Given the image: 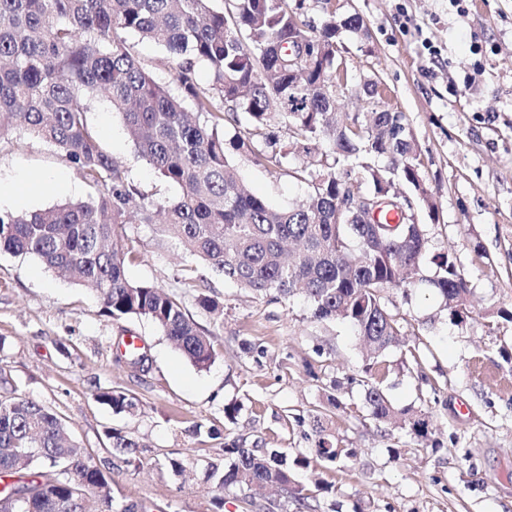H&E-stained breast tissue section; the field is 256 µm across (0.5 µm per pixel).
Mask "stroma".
<instances>
[{
  "label": "stroma",
  "mask_w": 512,
  "mask_h": 512,
  "mask_svg": "<svg viewBox=\"0 0 512 512\" xmlns=\"http://www.w3.org/2000/svg\"><path fill=\"white\" fill-rule=\"evenodd\" d=\"M359 14L364 36L337 39L350 82L338 111H367L360 86L380 81L389 104L409 122L436 218L418 210L429 255L453 252L472 293L463 322L427 287L387 290L401 316V343L374 367L388 398L425 416L431 435L370 418L364 406V350L352 327L310 319L306 299L275 302L199 269L183 284L175 247L157 248L149 226L127 225L134 259L128 277L186 293L188 313L211 335L216 359L199 370L150 322L103 314L93 295L47 270L32 255L0 252V375L19 393L53 408L70 438L112 478L117 501L144 512H214L212 463L224 446L316 445L324 425L353 458L332 465L311 458L295 472L315 512H512V0H338ZM103 147L128 169L148 200L175 199L138 158L119 114L94 97L88 114ZM268 134L289 146L288 166L270 170L237 153L243 184L272 206L306 198L307 183L289 174L322 144L291 145L287 128ZM0 210L24 213L85 198L86 187L54 146L21 129L0 143ZM217 297L213 317L195 301ZM142 338L144 366L117 360L119 336ZM118 389L139 401L136 415L114 414L96 399ZM335 396L338 407L328 404ZM235 405V419L224 408ZM117 429L143 442L140 467L108 446ZM181 461L175 473L167 458ZM323 490H315V482Z\"/></svg>",
  "instance_id": "obj_1"
}]
</instances>
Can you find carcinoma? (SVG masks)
<instances>
[{
  "label": "carcinoma",
  "mask_w": 512,
  "mask_h": 512,
  "mask_svg": "<svg viewBox=\"0 0 512 512\" xmlns=\"http://www.w3.org/2000/svg\"><path fill=\"white\" fill-rule=\"evenodd\" d=\"M296 20L288 0H224L220 7L214 0H0V140L20 127L56 146L88 189L80 201L0 212V251L34 255L47 269L74 276L116 321L151 322L199 370L214 362L211 336L187 313L183 293L128 278V224L152 226L159 240L249 292L277 300L304 294L314 320L352 325L376 358L401 335L387 289L405 293L426 284L463 322L470 289L453 255L435 256V273L421 277L425 225L377 224L340 210L367 182L365 196L398 211L389 202L397 175L435 210L406 115L385 104L350 123L324 95L336 82V36L364 33L363 19L333 15L321 30L307 29L324 54L299 86L288 75ZM127 34L164 47L159 63H176L192 110L129 52ZM200 63L213 73L206 87L193 79ZM98 94L121 116L138 155L180 189L177 199L145 202L104 151L88 121ZM226 105L238 126L233 145L250 144L252 160L268 168H282L288 149L268 136L258 145L252 140L276 114L294 140L328 141L315 166L291 171L311 186L307 199L277 209L243 188L226 151ZM96 399L116 414L136 409L135 397L122 390ZM364 400L371 419L398 421L426 437V422L393 406L379 385L367 387ZM107 437L129 461H140L139 441L116 429ZM314 451L330 464L354 456L325 435ZM224 458L227 465L212 463L207 472L221 491L246 490L252 504L277 486L296 508L309 507L305 488L292 479L293 470L306 468V453L289 461L276 449L233 442L224 445ZM77 480L94 493L91 512H136L137 505L116 502L111 476L66 445L56 412L14 387L0 395V499L23 492L15 512H81L71 501Z\"/></svg>",
  "instance_id": "cac0c4a2"
}]
</instances>
